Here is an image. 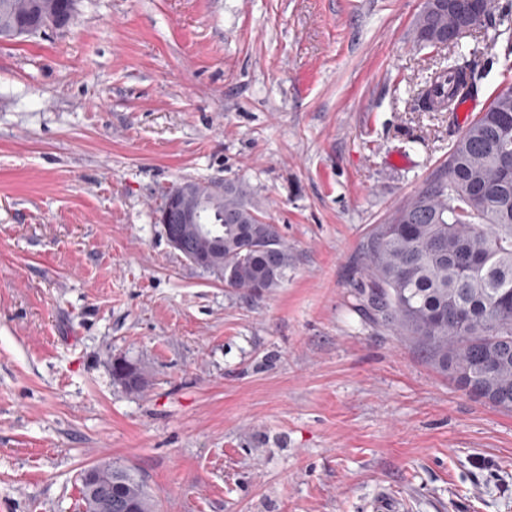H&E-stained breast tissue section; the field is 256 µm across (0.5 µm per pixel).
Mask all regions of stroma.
I'll use <instances>...</instances> for the list:
<instances>
[{"instance_id": "35a3bbf8", "label": "stroma", "mask_w": 512, "mask_h": 512, "mask_svg": "<svg viewBox=\"0 0 512 512\" xmlns=\"http://www.w3.org/2000/svg\"><path fill=\"white\" fill-rule=\"evenodd\" d=\"M423 2L78 0L69 28L0 41V512H83L101 460L158 512H366L384 489L411 512H512V412L352 288L373 225L464 130L413 109ZM215 177L288 244L272 293L225 287L155 220Z\"/></svg>"}]
</instances>
